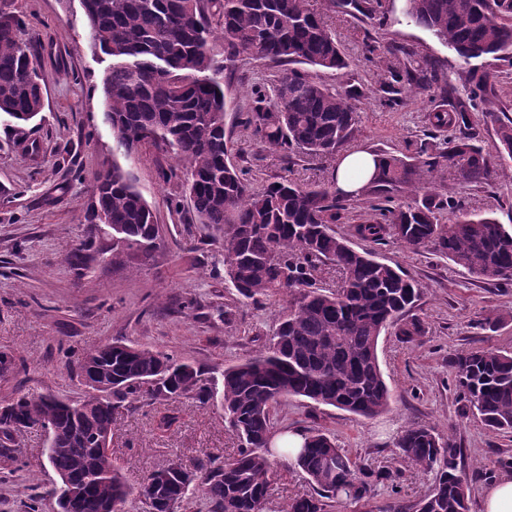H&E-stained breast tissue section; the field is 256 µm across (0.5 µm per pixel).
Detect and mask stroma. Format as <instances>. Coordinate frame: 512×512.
Segmentation results:
<instances>
[{
    "mask_svg": "<svg viewBox=\"0 0 512 512\" xmlns=\"http://www.w3.org/2000/svg\"><path fill=\"white\" fill-rule=\"evenodd\" d=\"M9 2L24 21L22 37L37 47L46 89L42 121L31 134L35 152L15 146L6 120H0V353L27 363L24 372L0 376V400L45 391L81 396L84 388L69 364L115 340L173 354L199 368L203 383H210L225 366L264 346L282 300L274 296L253 303L225 278L221 248L212 229L194 220L183 192V169L171 154L146 145L129 159L117 147L102 106V74L109 60L86 36L80 0ZM317 7L361 91V134L352 149L410 156L421 143L439 141L425 114L432 98L463 92L455 52L408 21L405 0H384V15L374 22L328 9L324 0ZM372 41L380 47L395 43L430 59L439 83L413 91L400 107H387L378 92L382 68L363 53ZM279 73L278 64L252 59L224 71L231 158L256 187L282 177L331 181L334 160L283 156L259 143L246 123L256 93H271ZM115 164L129 172L165 228L150 261L115 259L111 236L87 232L97 222L93 178ZM457 198L470 212H491L501 223L512 222V160L504 161L490 184L459 189ZM374 252L424 288L412 310L424 336L406 342L390 331L379 340L380 367L393 393L390 410L364 418L288 398L272 413L273 431L319 429L352 459L383 466L396 458L393 441L405 427L432 426L453 437L467 470L488 472V479L472 486L470 512H481L489 479L503 475V462L512 461V434L490 431L474 415L463 414L448 358L466 349L512 351V285L476 282L430 246L410 250L390 238ZM77 253L85 258L79 268L71 263ZM488 317L497 319L496 327L485 325ZM177 406L180 423L165 434L154 429L157 407L150 401L128 403L116 412L112 462L131 486L175 457L191 469L199 460L237 451L239 440L226 426L219 401L203 405L187 397ZM21 442L18 470L0 469V512H25L34 498L41 512H58L59 478L46 462L47 434L29 430ZM400 468L398 486L380 487L378 503L415 500L431 487L430 472L406 462ZM310 490L301 471L278 459L266 512H282L291 497Z\"/></svg>",
    "mask_w": 512,
    "mask_h": 512,
    "instance_id": "stroma-1",
    "label": "stroma"
}]
</instances>
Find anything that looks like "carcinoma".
<instances>
[{
    "instance_id": "1",
    "label": "carcinoma",
    "mask_w": 512,
    "mask_h": 512,
    "mask_svg": "<svg viewBox=\"0 0 512 512\" xmlns=\"http://www.w3.org/2000/svg\"><path fill=\"white\" fill-rule=\"evenodd\" d=\"M330 7L374 20L382 0H327ZM410 22L448 43L463 66L466 96L432 100L428 128L447 133L420 145L416 156L375 151L377 166L360 191L368 217L354 235L381 244L391 236L407 247L431 244L455 265L487 284L512 283V226L490 213L463 210L452 187L426 177L452 171L456 183L482 186L496 174L491 154L475 127L491 126L496 152L512 160V117L496 105L493 74L478 66L491 57L512 66V0H405ZM88 37L110 59L102 79L103 104L117 146L128 157L146 142L173 154L185 170L183 187L198 222L211 227L222 249L225 278L246 298L288 297L269 344L257 355L225 368L210 389L201 371L173 355L121 342L96 347L74 368L96 395L78 399L51 392L24 394L0 403V465L19 461L20 437L31 424L51 431L45 456L71 494L58 499L61 512H114L135 495L154 512L167 500L199 495L210 512H264L275 448L271 412L287 397H302L361 417L391 405L377 355L391 326L406 342L424 335L410 315L421 288L404 272L357 250L336 233L356 204L336 183L283 180L256 189L230 160L224 134V90L216 76L247 56L285 65L274 102L248 117L259 142L286 153L334 159L361 132L351 100L355 85L333 89L292 68L348 71L350 61L311 0H81ZM224 41V63L210 43L211 21ZM22 21L0 0V115L10 121L14 143L28 147L31 124L44 109L46 78ZM380 91L398 106L413 87L437 81L434 64L401 46L387 47ZM99 219L112 225V255L153 257L149 243L162 237L155 213L128 173L114 164L95 175ZM336 286H319L324 267ZM448 368L465 395L462 411L475 412L493 431L512 433V353L461 351ZM220 397L225 420L241 441L224 460L207 457L196 470L178 459L158 488L154 474L138 489L128 487L112 464V449L99 438L112 430L122 403L145 398L160 405L157 430L179 421L175 403L192 397L206 404ZM399 456L434 473V484L417 501L395 499L377 512H470L472 482L461 470V449L435 428L411 424L395 441ZM312 485L288 512H334L344 504L368 506L380 487L402 478L397 467L375 468L352 460L319 431L303 432L291 458Z\"/></svg>"
}]
</instances>
